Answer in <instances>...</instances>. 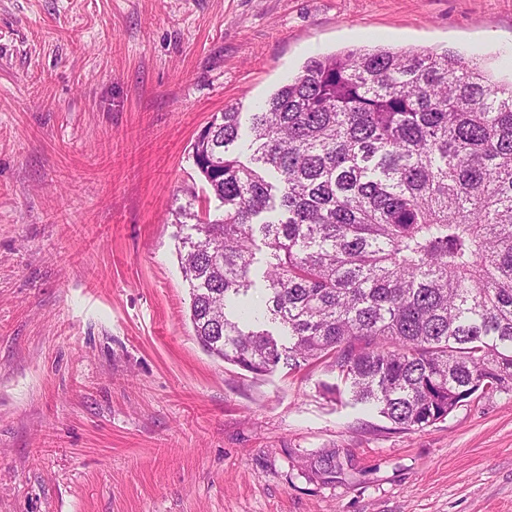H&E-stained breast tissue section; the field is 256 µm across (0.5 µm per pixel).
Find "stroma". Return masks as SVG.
Listing matches in <instances>:
<instances>
[{
	"label": "stroma",
	"instance_id": "1",
	"mask_svg": "<svg viewBox=\"0 0 512 512\" xmlns=\"http://www.w3.org/2000/svg\"><path fill=\"white\" fill-rule=\"evenodd\" d=\"M360 47L506 80L512 0H0V512H512V391L401 432L194 334L192 142Z\"/></svg>",
	"mask_w": 512,
	"mask_h": 512
}]
</instances>
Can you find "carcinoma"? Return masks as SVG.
Instances as JSON below:
<instances>
[{"instance_id":"1","label":"carcinoma","mask_w":512,"mask_h":512,"mask_svg":"<svg viewBox=\"0 0 512 512\" xmlns=\"http://www.w3.org/2000/svg\"><path fill=\"white\" fill-rule=\"evenodd\" d=\"M192 145L216 213H173L190 320L254 374L326 363L354 401L423 430L478 391L512 390V81L429 50L310 59L251 113ZM267 249L263 317L229 310ZM333 478L336 452L311 464Z\"/></svg>"}]
</instances>
